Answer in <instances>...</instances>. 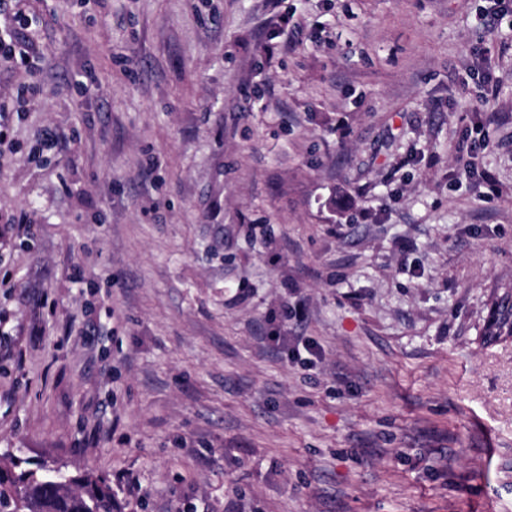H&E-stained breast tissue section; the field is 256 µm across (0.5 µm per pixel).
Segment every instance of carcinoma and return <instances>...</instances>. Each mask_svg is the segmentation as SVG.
<instances>
[{
    "label": "carcinoma",
    "instance_id": "cac0c4a2",
    "mask_svg": "<svg viewBox=\"0 0 512 512\" xmlns=\"http://www.w3.org/2000/svg\"><path fill=\"white\" fill-rule=\"evenodd\" d=\"M489 335L500 336L512 321V302L504 295L495 303ZM0 512H117L112 487L93 474L58 478L48 472L0 468Z\"/></svg>",
    "mask_w": 512,
    "mask_h": 512
}]
</instances>
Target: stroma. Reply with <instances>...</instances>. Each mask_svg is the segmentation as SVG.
I'll return each mask as SVG.
<instances>
[{
  "label": "stroma",
  "mask_w": 512,
  "mask_h": 512,
  "mask_svg": "<svg viewBox=\"0 0 512 512\" xmlns=\"http://www.w3.org/2000/svg\"><path fill=\"white\" fill-rule=\"evenodd\" d=\"M26 3L0 0L40 65L0 64V466L102 476L122 512H512V338L486 335L512 291V20ZM286 20L299 44L267 55ZM269 341L274 342L282 352H285L288 358L300 360L303 364L310 367H317L323 363L324 356L321 351L304 342L299 336H287L274 333L267 336ZM304 351L308 357H302Z\"/></svg>",
  "instance_id": "obj_1"
}]
</instances>
